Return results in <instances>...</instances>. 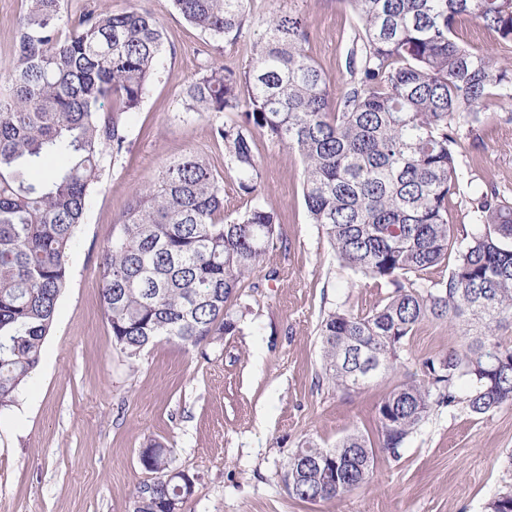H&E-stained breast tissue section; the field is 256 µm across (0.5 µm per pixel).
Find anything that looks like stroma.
<instances>
[{
	"label": "stroma",
	"mask_w": 512,
	"mask_h": 512,
	"mask_svg": "<svg viewBox=\"0 0 512 512\" xmlns=\"http://www.w3.org/2000/svg\"><path fill=\"white\" fill-rule=\"evenodd\" d=\"M143 4L162 26L166 54L139 109L126 116L125 151L104 161L41 361L16 405L0 414V512H132L137 488L152 478L139 453L154 443L194 478L181 512H484L512 489V403L478 417L459 405L433 407L398 456L377 452L368 484L339 499L289 494L285 467L305 441L331 448L355 431L376 437L381 399L421 379L423 360L458 349L462 338L446 322L422 321L395 372L356 393L328 384L322 318L337 308L363 315L382 307L390 288L340 264L309 220L298 156L268 137L256 140L260 194L277 210L283 240L231 298L235 330L196 344L160 337L133 361L113 346L100 260L133 195L167 162L198 152L223 175L225 213L244 205L213 134L223 115L183 112L181 99L205 63L244 66L250 39L213 40L171 0ZM250 10L301 13L311 29L308 55L330 78L345 76L356 24L348 0H251ZM491 113L459 131L448 222L461 239L476 229L474 198L496 192L512 201V105Z\"/></svg>",
	"instance_id": "1"
}]
</instances>
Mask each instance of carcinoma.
<instances>
[{"mask_svg": "<svg viewBox=\"0 0 512 512\" xmlns=\"http://www.w3.org/2000/svg\"><path fill=\"white\" fill-rule=\"evenodd\" d=\"M14 62L0 74V413L38 366L66 288L68 256L106 153L125 148V117L141 103L164 52L154 14L89 10L69 26L64 0H26ZM357 17L348 78L337 86L306 54L310 27L277 10L258 22L248 62L210 65L183 90L182 107L230 113L215 126L227 170L246 207L224 217L220 179L201 154L164 165L135 194L101 259V302L112 344L137 357L164 336L197 343L235 329L226 303L280 238L277 212L259 194L256 136L299 156L303 198L340 262L394 288L363 316L334 310L321 321L325 375L357 391L395 368L414 328L444 320L465 339L423 361L424 378L403 382L377 407L378 440L393 457L433 405L474 416L512 402V202L474 200L483 229L458 242L448 202L458 187L460 128L512 100V66L457 36L469 19L512 50V0H349ZM190 24L236 41L251 23L250 0H172ZM455 254L447 281L409 279ZM380 362L377 375L363 366ZM469 383L467 394L459 384ZM154 474L133 512L182 506L183 471L159 444L141 450ZM370 438L348 434L333 448L307 442L288 460L285 484L302 501L340 498L366 483ZM512 508V490L485 512Z\"/></svg>", "mask_w": 512, "mask_h": 512, "instance_id": "1", "label": "carcinoma"}]
</instances>
